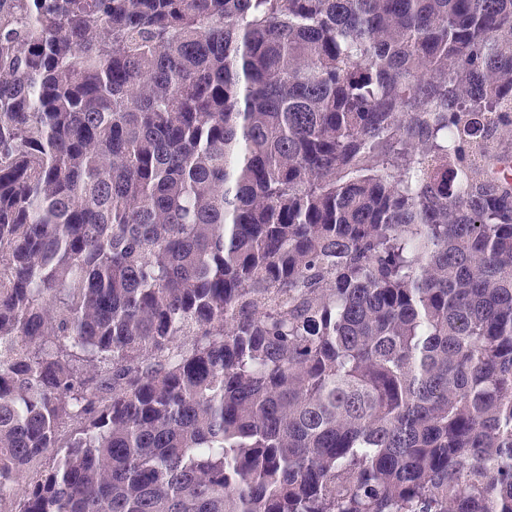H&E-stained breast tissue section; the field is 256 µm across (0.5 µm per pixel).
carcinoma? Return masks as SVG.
<instances>
[{"instance_id": "1", "label": "carcinoma", "mask_w": 512, "mask_h": 512, "mask_svg": "<svg viewBox=\"0 0 512 512\" xmlns=\"http://www.w3.org/2000/svg\"><path fill=\"white\" fill-rule=\"evenodd\" d=\"M509 141L512 0H0V500L512 512Z\"/></svg>"}]
</instances>
